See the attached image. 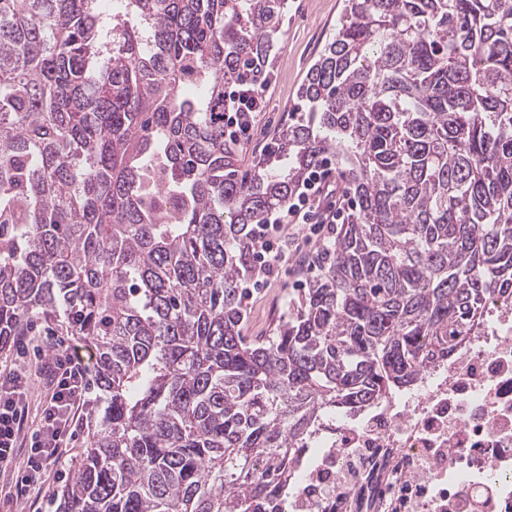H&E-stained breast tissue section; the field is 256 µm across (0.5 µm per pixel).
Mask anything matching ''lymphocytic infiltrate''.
<instances>
[{
  "label": "lymphocytic infiltrate",
  "instance_id": "obj_1",
  "mask_svg": "<svg viewBox=\"0 0 512 512\" xmlns=\"http://www.w3.org/2000/svg\"><path fill=\"white\" fill-rule=\"evenodd\" d=\"M267 89V82L255 81L247 73L225 86L226 139L237 141L250 134L267 109ZM331 175V164L327 161L312 169L287 208L266 223L256 225L258 277L272 276L275 264L288 246L286 225L310 223L316 213L325 224L344 219L345 207L341 201L330 198ZM89 361L83 347L74 344L44 356L34 366L10 363L0 367V462L12 461L22 442L30 444L26 466L16 482L18 496L42 488L50 478L51 467L66 456L67 437L79 419L88 393ZM36 380L45 381L47 397L41 405L37 428L29 434L25 431L26 399L30 385Z\"/></svg>",
  "mask_w": 512,
  "mask_h": 512
}]
</instances>
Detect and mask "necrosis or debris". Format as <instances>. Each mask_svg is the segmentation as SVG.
I'll use <instances>...</instances> for the list:
<instances>
[{"label":"necrosis or debris","mask_w":512,"mask_h":512,"mask_svg":"<svg viewBox=\"0 0 512 512\" xmlns=\"http://www.w3.org/2000/svg\"><path fill=\"white\" fill-rule=\"evenodd\" d=\"M288 512H512V297L414 387L324 419Z\"/></svg>","instance_id":"obj_1"}]
</instances>
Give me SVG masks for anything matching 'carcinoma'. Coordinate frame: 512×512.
I'll return each mask as SVG.
<instances>
[{
	"label": "carcinoma",
	"mask_w": 512,
	"mask_h": 512,
	"mask_svg": "<svg viewBox=\"0 0 512 512\" xmlns=\"http://www.w3.org/2000/svg\"><path fill=\"white\" fill-rule=\"evenodd\" d=\"M288 0H0V351L96 347L58 512H282L326 411L414 385L512 295V0H345L308 108L237 167L224 81ZM355 208L272 336L250 230L326 154Z\"/></svg>",
	"instance_id": "carcinoma-1"
}]
</instances>
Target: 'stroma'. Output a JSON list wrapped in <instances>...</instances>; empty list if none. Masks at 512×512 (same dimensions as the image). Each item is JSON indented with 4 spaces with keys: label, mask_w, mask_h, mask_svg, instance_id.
I'll return each instance as SVG.
<instances>
[{
    "label": "stroma",
    "mask_w": 512,
    "mask_h": 512,
    "mask_svg": "<svg viewBox=\"0 0 512 512\" xmlns=\"http://www.w3.org/2000/svg\"><path fill=\"white\" fill-rule=\"evenodd\" d=\"M343 7L344 0H288L282 30L268 59L272 74L267 92L269 108L248 141L236 147L241 169H248L256 157L265 154L286 123L302 112L300 86L335 29ZM311 275V270L298 267L293 259L281 260L277 279L253 291L246 335H271L278 323V313L287 312L289 302L299 298L301 285ZM26 455V449H18L7 470H0V512H56L54 493L73 475L70 460H63L53 469L50 483L43 491H30L20 499L15 483Z\"/></svg>",
    "instance_id": "35a3bbf8"
}]
</instances>
